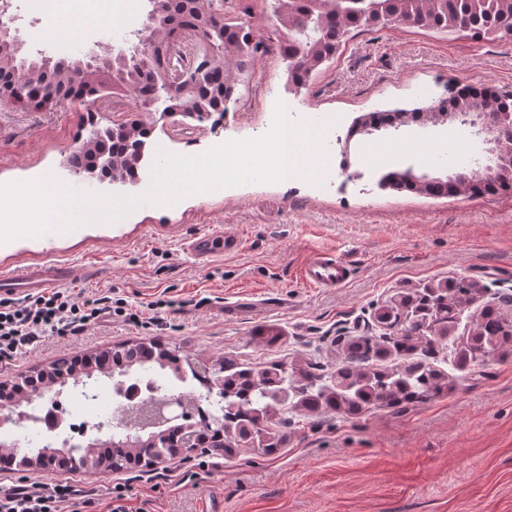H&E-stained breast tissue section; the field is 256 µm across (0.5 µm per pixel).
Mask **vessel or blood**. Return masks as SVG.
<instances>
[{
    "label": "vessel or blood",
    "mask_w": 512,
    "mask_h": 512,
    "mask_svg": "<svg viewBox=\"0 0 512 512\" xmlns=\"http://www.w3.org/2000/svg\"><path fill=\"white\" fill-rule=\"evenodd\" d=\"M239 248L240 240L237 236L221 232L199 234L191 237L186 243L187 252L200 262L234 254ZM348 272L346 262L325 251L315 254L303 264L301 278L316 288H341L347 283ZM98 275L99 270L93 264L45 257L18 269L1 268L0 293H40L63 284L89 280Z\"/></svg>",
    "instance_id": "1"
}]
</instances>
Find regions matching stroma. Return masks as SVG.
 I'll list each match as a JSON object with an SVG mask.
<instances>
[{"instance_id":"obj_1","label":"stroma","mask_w":512,"mask_h":512,"mask_svg":"<svg viewBox=\"0 0 512 512\" xmlns=\"http://www.w3.org/2000/svg\"><path fill=\"white\" fill-rule=\"evenodd\" d=\"M22 0L8 9L37 51L79 59L93 44L133 40L109 13L97 28L74 31L56 15L36 20ZM272 0H224L225 18L256 29L263 46L236 108L219 123L193 122L188 131L158 115L137 116L120 98L98 111L72 104L47 110L0 106V184L50 179L80 193L137 196L144 184L109 185L72 174L66 159L92 127L142 119L151 133L142 169L158 151L196 156L230 139L258 138L271 126L266 96L290 111L321 116L330 127L316 152L334 168L336 184L292 172L278 183L253 182L144 203L114 222H92L67 238L20 237L0 245V267L50 256L96 264L101 276L70 286L80 301L104 294L142 310L144 323L115 316L80 336H52L30 353L0 362L13 379L56 359L99 352L132 341L159 340L184 355L222 356L261 366L272 360L334 367L337 337L380 335L373 315L397 293L473 277L484 298L512 297V189L479 196L433 198L381 188L390 170L439 176L484 159L483 145L459 123L411 122L372 135L348 137L369 112L413 110L448 95L454 83H484L512 91V37L448 38L405 24L353 36L300 92L288 89L284 63L270 50ZM52 29L55 43L31 36ZM214 230L239 236L237 255L203 265L186 253L185 238ZM330 251L347 262L342 288H312L299 277L304 262ZM157 299L172 305L157 311ZM275 326L279 342L256 343ZM427 360L448 376L447 394L398 411L303 416L289 409L283 448L265 454L239 445L210 448L165 465L123 472L89 471L75 482L107 512V489L131 492L128 512H512V348L478 365L436 345ZM210 462L209 472L200 461Z\"/></svg>"}]
</instances>
